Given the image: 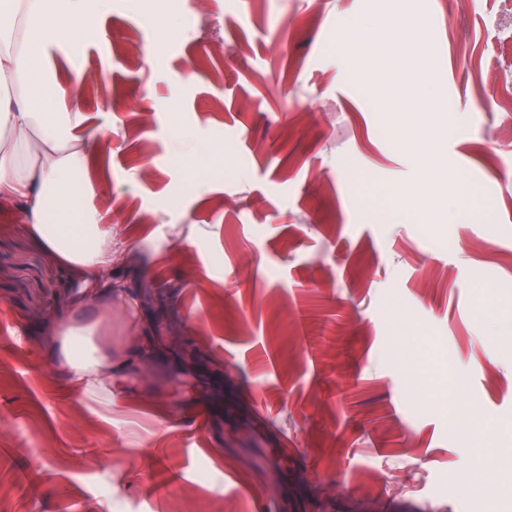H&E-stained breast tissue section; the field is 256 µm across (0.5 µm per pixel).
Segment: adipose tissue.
Listing matches in <instances>:
<instances>
[{"mask_svg": "<svg viewBox=\"0 0 512 512\" xmlns=\"http://www.w3.org/2000/svg\"><path fill=\"white\" fill-rule=\"evenodd\" d=\"M9 20L0 26V82L11 86L0 95V202L14 204L73 273L109 270L119 256L95 207L97 187L88 176L94 146L78 133L85 115L77 100L65 103L38 92L32 80L46 47L69 46L88 34V0H10ZM338 26L342 39L361 56L399 57L418 71L428 67L423 51L396 26L373 42L356 19H340ZM427 121L424 112L403 114L398 143L419 151L435 179L455 183V175L438 163L441 144L418 145L416 133ZM100 334L96 320L68 322L56 332L60 366L88 397L118 382L123 368L101 347Z\"/></svg>", "mask_w": 512, "mask_h": 512, "instance_id": "adipose-tissue-1", "label": "adipose tissue"}]
</instances>
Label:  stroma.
<instances>
[{"instance_id": "1", "label": "stroma", "mask_w": 512, "mask_h": 512, "mask_svg": "<svg viewBox=\"0 0 512 512\" xmlns=\"http://www.w3.org/2000/svg\"><path fill=\"white\" fill-rule=\"evenodd\" d=\"M144 2L45 65L96 145L112 282L162 299L132 324L113 305L124 374L111 402L77 393L52 336L85 286L0 207V512H512L506 464L475 468L512 453V0ZM345 15L408 24L429 70L383 98ZM430 103L450 224L396 195L420 170L392 115ZM178 132L223 170L178 161ZM157 325L143 378L126 356ZM183 347L191 385L169 380Z\"/></svg>"}]
</instances>
